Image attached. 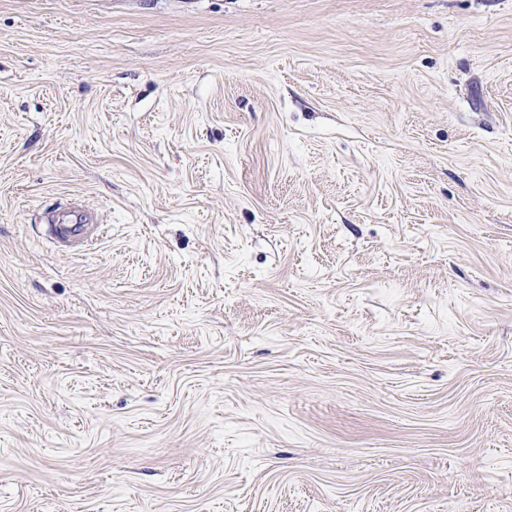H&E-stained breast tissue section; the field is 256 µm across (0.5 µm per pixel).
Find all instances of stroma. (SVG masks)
Masks as SVG:
<instances>
[{
    "label": "stroma",
    "instance_id": "35a3bbf8",
    "mask_svg": "<svg viewBox=\"0 0 512 512\" xmlns=\"http://www.w3.org/2000/svg\"><path fill=\"white\" fill-rule=\"evenodd\" d=\"M0 512H512V0H0ZM48 224L45 235L49 240H68L75 246H84L91 240L90 217L83 210L82 206L70 205L67 209L60 211L50 210L46 214ZM70 223V224H59Z\"/></svg>",
    "mask_w": 512,
    "mask_h": 512
}]
</instances>
